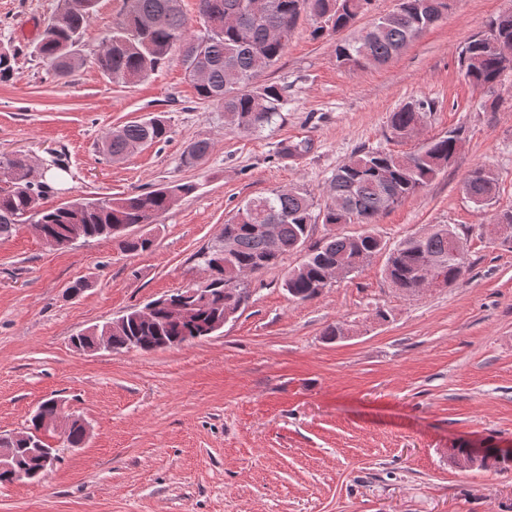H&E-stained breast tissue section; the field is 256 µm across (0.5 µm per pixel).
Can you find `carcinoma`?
<instances>
[{"mask_svg":"<svg viewBox=\"0 0 512 512\" xmlns=\"http://www.w3.org/2000/svg\"><path fill=\"white\" fill-rule=\"evenodd\" d=\"M96 0H59L57 12L44 25L36 51L54 76L70 77L83 65L74 48L91 19ZM440 0H401L399 14L377 18L352 37L340 34L368 11L371 0H198L201 29L191 30L179 0H126V10L103 37L95 55L98 69L113 82L148 79L172 55H177L198 99L224 112V123L241 131L256 132L269 125L287 103L286 88L262 83L260 77L284 54L301 18L314 25L317 37L336 38L338 62L353 69L387 63L441 17ZM488 31L512 43V16H498ZM471 58L462 63L466 77L477 86L495 85L512 67L488 50L482 36L470 40ZM16 50H0V82L16 75ZM204 72L202 79L194 71ZM434 110L428 99H416L391 114L389 127L395 138L413 133L423 115ZM168 133L161 115L112 128L101 142V153L114 161L134 149L163 140ZM460 132L427 141L405 156L376 150L358 154L340 166L326 186L324 205L296 187L275 189L265 196L239 205L224 222V236L199 253L209 271L205 285L209 300L188 317L174 318L158 309L148 318L130 317L99 329L113 351L149 352L156 341L188 343L207 327L224 318L227 307H240L239 277L276 267L292 251H305L302 261L288 271L283 288L291 298L308 301L321 294L326 280L339 268L357 271L372 255L384 249L371 229L376 218L416 193L453 159ZM211 151L206 138L193 141L182 156L190 167ZM49 186L33 179L25 155L0 156V238L12 235L21 224L33 226L44 244L56 250L77 233L85 240L110 238L126 252L149 250L153 240L133 236L130 229L159 224L172 204L188 196L195 185L172 182L166 186L129 194L122 198H75L52 208L40 207ZM463 191L473 202L484 205L495 195L492 174L483 167L470 170ZM363 224L359 235H334L304 249L314 224ZM455 229L440 225L434 231L408 236L387 252L386 277L397 288L414 292L422 288L419 277L429 266L450 285L464 274L462 258L448 249V234ZM40 424L30 419L22 439L4 447L13 449L18 466L42 468L41 459L29 448H46L37 433ZM480 469L500 472L512 469L502 462L497 449L488 448Z\"/></svg>","mask_w":512,"mask_h":512,"instance_id":"1","label":"carcinoma"}]
</instances>
